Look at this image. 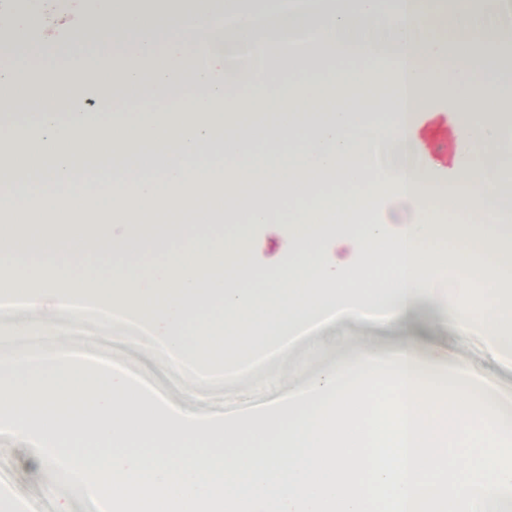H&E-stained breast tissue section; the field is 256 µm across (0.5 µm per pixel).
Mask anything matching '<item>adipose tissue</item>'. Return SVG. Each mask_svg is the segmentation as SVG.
<instances>
[{
	"label": "adipose tissue",
	"mask_w": 512,
	"mask_h": 512,
	"mask_svg": "<svg viewBox=\"0 0 512 512\" xmlns=\"http://www.w3.org/2000/svg\"><path fill=\"white\" fill-rule=\"evenodd\" d=\"M175 0H100L122 29L149 30ZM236 33L269 52L253 67L254 87L214 82L226 69V28L209 0H194L165 43L145 38L115 44L100 31L98 51L74 69L41 68L26 78H0V101L35 111L43 134L16 138L0 121V202L31 214L0 236V296L32 306L68 305L83 297L148 323L173 369L194 380L211 371L187 365V352L208 355L231 337L246 345L231 366L249 364L252 322L268 318L267 341L289 340L306 323L341 315L405 316L438 288H471L452 308L464 325L479 324L493 354L512 362V228L470 223L472 211L512 216V180L501 178L505 134L512 132V78L485 77L480 48L498 49L490 24L464 0H341L314 18L318 43L359 58L339 73L324 56L289 55L287 21L271 20L262 0H238ZM300 71L282 81L284 71ZM391 90L388 120L350 107L374 82ZM100 89L115 100L168 97L172 107L134 119L59 111L77 90ZM450 100L448 139L459 176L433 185L426 139L413 121L432 99ZM275 113L258 125L257 114ZM125 168L120 178L87 185L95 163ZM246 181L268 186L247 200L232 233L222 202ZM395 203L386 223L362 220L376 187ZM209 223L165 251L163 270L148 280L129 257L148 247L145 227L158 215ZM460 216L457 224L448 215ZM287 231L291 265L272 278L228 277L254 227ZM96 267L84 270L87 254ZM56 268L35 285L32 256Z\"/></svg>",
	"instance_id": "obj_1"
}]
</instances>
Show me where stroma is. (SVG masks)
I'll use <instances>...</instances> for the list:
<instances>
[{"label":"stroma","mask_w":512,"mask_h":512,"mask_svg":"<svg viewBox=\"0 0 512 512\" xmlns=\"http://www.w3.org/2000/svg\"><path fill=\"white\" fill-rule=\"evenodd\" d=\"M40 8L46 23L44 37L28 35L7 47V64L14 75L30 73L38 66L54 67L95 48L90 37L78 36L68 24L72 13L90 18V0H42ZM450 108V102L432 101L430 116L421 122L430 150L431 176L440 184L454 176L445 124ZM205 230V224L190 225L177 217L149 222L146 232L154 245L138 261L147 269L159 267L164 261L163 246H180L190 234ZM291 260L284 236L265 228L242 256L245 267L267 277ZM445 306V299L426 297L407 319H337L316 328L260 368L224 380L220 377L222 362L235 348L226 340L212 351L210 363L218 378L207 383L193 382L172 370L165 351L143 341L137 327L105 324L69 307L50 312L27 306L0 310V355L56 357L76 352L106 358L141 377L181 412L218 415L225 420L258 414L261 407L304 386L327 366L350 361L367 350L390 356L410 343L422 364H469L487 387L512 395V366L493 360L482 333L459 324L446 314ZM0 490L15 504L26 506L27 512H57L63 504L69 512H97L89 498L59 481L35 448L10 434H0Z\"/></svg>","instance_id":"1"}]
</instances>
